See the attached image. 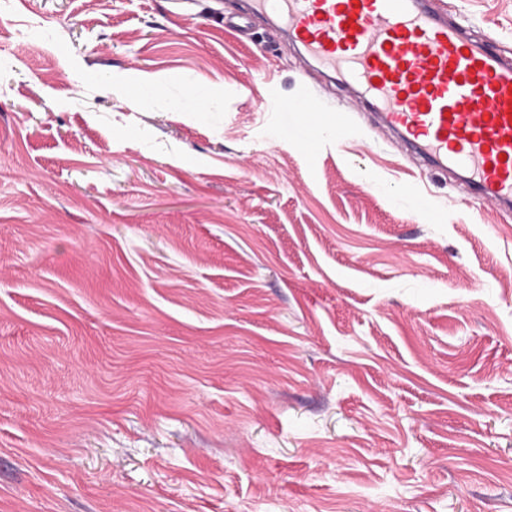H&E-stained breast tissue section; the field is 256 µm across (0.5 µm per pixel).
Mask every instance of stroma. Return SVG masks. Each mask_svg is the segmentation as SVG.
<instances>
[{
	"mask_svg": "<svg viewBox=\"0 0 512 512\" xmlns=\"http://www.w3.org/2000/svg\"><path fill=\"white\" fill-rule=\"evenodd\" d=\"M220 6L0 0V512H512V213Z\"/></svg>",
	"mask_w": 512,
	"mask_h": 512,
	"instance_id": "obj_1",
	"label": "stroma"
}]
</instances>
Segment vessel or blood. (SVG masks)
Instances as JSON below:
<instances>
[{"instance_id": "vessel-or-blood-1", "label": "vessel or blood", "mask_w": 512, "mask_h": 512, "mask_svg": "<svg viewBox=\"0 0 512 512\" xmlns=\"http://www.w3.org/2000/svg\"><path fill=\"white\" fill-rule=\"evenodd\" d=\"M241 3L226 31L243 36L268 22L297 47L304 75H337L345 101L376 115L407 152L512 209V59L490 41L432 0Z\"/></svg>"}]
</instances>
